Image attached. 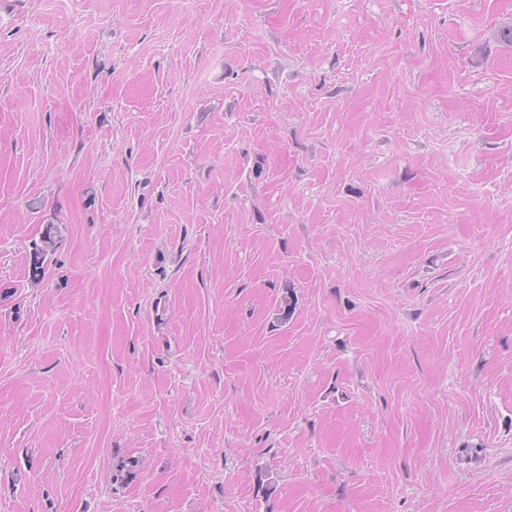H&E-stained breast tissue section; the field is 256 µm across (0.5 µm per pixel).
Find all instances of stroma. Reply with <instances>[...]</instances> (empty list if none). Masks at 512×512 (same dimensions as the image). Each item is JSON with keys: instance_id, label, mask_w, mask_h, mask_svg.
I'll return each instance as SVG.
<instances>
[{"instance_id": "obj_1", "label": "stroma", "mask_w": 512, "mask_h": 512, "mask_svg": "<svg viewBox=\"0 0 512 512\" xmlns=\"http://www.w3.org/2000/svg\"><path fill=\"white\" fill-rule=\"evenodd\" d=\"M511 25L0 0V512H512ZM56 245L57 227L49 224L42 233L40 244L34 243L32 252L29 253L28 271L32 278L44 276L47 256L55 250Z\"/></svg>"}]
</instances>
